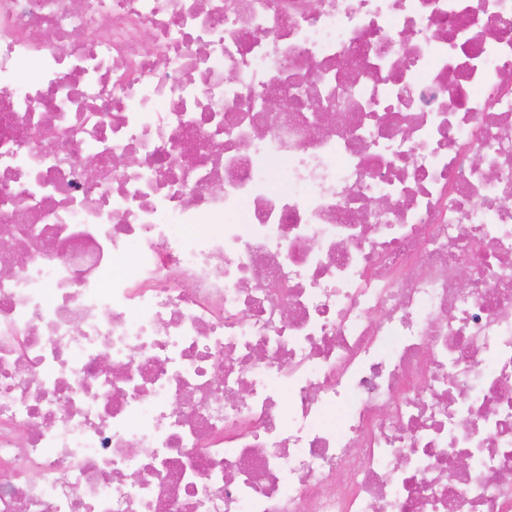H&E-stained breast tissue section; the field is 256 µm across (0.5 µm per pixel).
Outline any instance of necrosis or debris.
Instances as JSON below:
<instances>
[{
	"label": "necrosis or debris",
	"mask_w": 512,
	"mask_h": 512,
	"mask_svg": "<svg viewBox=\"0 0 512 512\" xmlns=\"http://www.w3.org/2000/svg\"><path fill=\"white\" fill-rule=\"evenodd\" d=\"M1 237L0 512H512V0H0Z\"/></svg>",
	"instance_id": "4bbe7bcc"
}]
</instances>
